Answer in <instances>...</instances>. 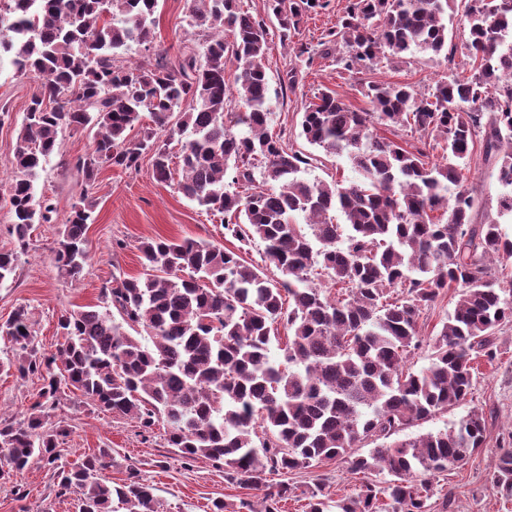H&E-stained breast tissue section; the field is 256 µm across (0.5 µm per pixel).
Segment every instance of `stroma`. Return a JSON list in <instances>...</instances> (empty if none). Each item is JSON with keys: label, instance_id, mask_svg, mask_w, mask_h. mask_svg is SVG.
<instances>
[{"label": "stroma", "instance_id": "stroma-1", "mask_svg": "<svg viewBox=\"0 0 512 512\" xmlns=\"http://www.w3.org/2000/svg\"><path fill=\"white\" fill-rule=\"evenodd\" d=\"M347 4L348 0H331L328 11L305 17L290 41H281L275 32L270 35L266 68L270 84L278 89L279 95L273 101L269 127L281 134L287 146L305 154L312 153L313 148L298 136L301 112L304 104L313 101L319 92L334 91L359 109L369 106L360 93L359 81L337 76L336 57L332 54L315 56L311 65L302 66V77L294 91L280 90L288 69L296 65L295 47L303 43L317 46L327 29L335 27ZM187 7V0H158L152 47L147 50L132 45L127 53L129 60L140 64L163 51L173 56L185 44L198 42V35L187 25ZM448 27L452 58H432L418 53L390 66L365 69L360 80L406 82L419 91H427L447 74L449 63L461 65L467 60L465 44L469 25L463 12L454 13ZM35 86V81L16 74L9 63L0 64V104L6 105L12 114L10 120L0 125V185L11 178L9 161ZM92 146L90 130H69L62 135L56 154L38 179L39 192L52 197L57 212L52 222L33 226L30 248L20 257L14 279L0 286V323L18 306H30L38 346L48 355L57 353L63 341L58 328L62 315L89 306L98 307L100 290L112 275L136 277L142 273L139 247L143 242L194 237L219 246L226 243L220 219L184 197L176 181H157L151 157L146 154L138 168L129 171L106 165L100 168L92 193L94 222L86 232L88 262L80 279L71 281L61 277L52 250L72 203L78 200L84 187V178L75 170L74 161L91 151ZM466 177L469 184L478 188L483 200L482 207L474 214L475 223L499 218L503 233L512 238V217L497 214L500 188L491 165L485 164L481 157H473ZM455 301V289H444L434 306L420 318L424 345L409 359L413 370L428 366L430 343L453 310ZM499 340V359L491 365L480 364L467 402L448 407L408 430L409 435L416 436L450 428L474 406L494 412L485 448L439 475L437 485L450 493L451 502L445 509L440 496H433L434 512H512V502L501 500L486 484L498 452L497 436L512 429V325L503 327ZM41 386L38 377L23 378L13 371H0V416L18 420L27 417ZM54 416L69 429L68 437L59 447L56 466L36 460L24 470L1 475L0 512H78L75 494L58 493L53 469L69 468L100 448L112 451V464L105 470V478L118 486L129 476H138L142 483L153 487L162 512H212L214 502L219 500L252 502L264 496L263 491L227 482L223 464L202 457L184 458L177 449L168 446L163 424H156L151 432H141L136 423L94 410L80 403L68 390L62 394ZM283 479L301 490L321 483L325 495L333 500L351 495L356 485L341 459L295 471L284 478L277 474L268 477L273 484Z\"/></svg>", "mask_w": 512, "mask_h": 512}]
</instances>
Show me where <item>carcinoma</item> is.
Returning <instances> with one entry per match:
<instances>
[{"label":"carcinoma","mask_w":512,"mask_h":512,"mask_svg":"<svg viewBox=\"0 0 512 512\" xmlns=\"http://www.w3.org/2000/svg\"><path fill=\"white\" fill-rule=\"evenodd\" d=\"M456 2L349 0L322 45L336 47L338 73L350 79L407 52L439 55ZM157 4L0 0V54L37 79L10 160L5 203L15 249L0 252V285L29 249L32 226L52 221L56 207L37 180L63 133L78 128L93 130L94 148L74 163L88 189L53 248L63 276L76 280L87 264L88 193L99 169L129 170L149 153L160 182L178 159L179 191L220 217L224 234L263 243L265 265L281 277L205 240L144 242L143 273L112 277L102 309L61 316L65 342L52 356L37 346L28 307L18 306L0 324L12 343L0 370L37 375L42 387L28 418H0V455L16 470L35 457L56 462L68 429L50 411L64 383L145 433L163 423L169 446L224 463V477L240 485L265 488L269 474L338 458L362 476L356 494L333 506L318 483L301 492L306 512H431L435 477L484 447L486 412L475 407L449 429L397 435L466 400L475 361L494 363L497 332L512 324V289L493 272L512 262V240L495 219L474 223L479 196L464 174L480 147L503 189L499 212L512 214V0H464L470 75L450 66L426 93L364 82L368 109L327 91L304 105L300 136L327 155H347L363 174L348 183L309 180L304 173L318 156L271 132L270 31L241 0H189L188 25L204 41L173 61L160 52L146 67L126 64L131 45L152 43ZM329 5L269 0L268 8L286 40L304 16ZM234 99L242 111L230 110ZM145 112L155 127L132 141L127 131ZM407 129L431 140L441 158L393 139ZM451 286L453 311L433 338L429 366L415 372L407 360L422 343L418 320ZM367 445L368 453L356 452ZM111 460L112 449L102 448L59 471L60 492L77 495L78 512H112L115 500L127 512H160L151 486L132 476L114 487L104 478ZM490 484L512 498V433ZM293 496L283 481L261 509L219 500L214 512H278Z\"/></svg>","instance_id":"carcinoma-1"}]
</instances>
